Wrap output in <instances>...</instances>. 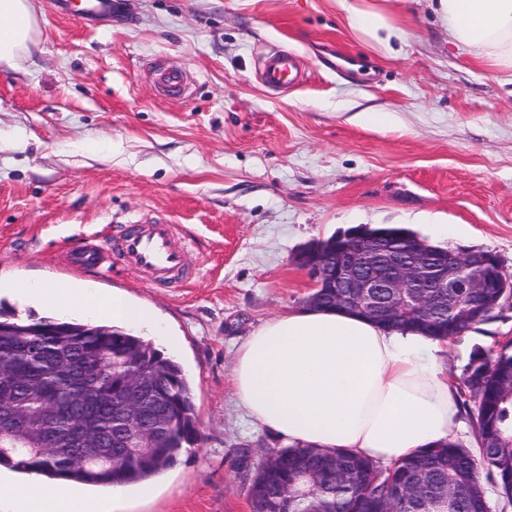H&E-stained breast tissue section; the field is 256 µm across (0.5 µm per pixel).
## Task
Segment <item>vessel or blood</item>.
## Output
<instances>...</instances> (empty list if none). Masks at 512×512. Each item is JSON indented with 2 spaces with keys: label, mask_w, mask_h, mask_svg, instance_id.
I'll use <instances>...</instances> for the list:
<instances>
[{
  "label": "vessel or blood",
  "mask_w": 512,
  "mask_h": 512,
  "mask_svg": "<svg viewBox=\"0 0 512 512\" xmlns=\"http://www.w3.org/2000/svg\"><path fill=\"white\" fill-rule=\"evenodd\" d=\"M121 0H57L59 12L83 23L117 13ZM261 79L266 87L279 88L299 83L302 72L296 58L269 54L262 62ZM120 263L131 264L161 282L178 271L185 259V249L178 245L174 227L163 221L145 223L125 231L122 248L117 255Z\"/></svg>",
  "instance_id": "1"
}]
</instances>
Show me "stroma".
<instances>
[{
  "label": "stroma",
  "mask_w": 512,
  "mask_h": 512,
  "mask_svg": "<svg viewBox=\"0 0 512 512\" xmlns=\"http://www.w3.org/2000/svg\"><path fill=\"white\" fill-rule=\"evenodd\" d=\"M38 43L0 70V301L14 284L114 290L150 310V342L182 366L200 437L131 512H251L265 449L230 381L242 339L306 307L300 253L356 226L398 224L494 253L512 276V81L454 45L424 0H392L407 33L388 54L336 0H125L91 25L33 0ZM298 57L300 84L273 90L263 55ZM183 69L180 97L155 63ZM388 113L387 126L357 112ZM174 224L187 264L154 287L121 264L80 269L70 252L138 219ZM177 336L169 345L168 336ZM512 336V297L448 346L460 380L473 353Z\"/></svg>",
  "instance_id": "stroma-1"
}]
</instances>
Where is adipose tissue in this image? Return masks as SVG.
I'll use <instances>...</instances> for the list:
<instances>
[{"label":"adipose tissue","mask_w":512,"mask_h":512,"mask_svg":"<svg viewBox=\"0 0 512 512\" xmlns=\"http://www.w3.org/2000/svg\"><path fill=\"white\" fill-rule=\"evenodd\" d=\"M450 40L512 74V0H427ZM359 35L382 46L404 40L378 0H336ZM38 33L31 0H0V68L18 69ZM63 309L145 323L150 315L123 297L59 288L48 294ZM447 342L388 329L342 310L295 309L244 337L231 384L253 427L315 449H343L389 466L465 430L460 397L441 365ZM12 512H107L60 481L0 474V502Z\"/></svg>","instance_id":"obj_1"}]
</instances>
